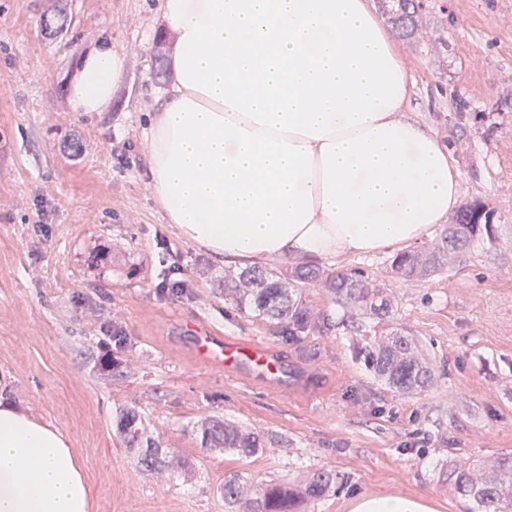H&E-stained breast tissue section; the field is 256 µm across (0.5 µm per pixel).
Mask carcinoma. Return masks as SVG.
<instances>
[{
    "mask_svg": "<svg viewBox=\"0 0 512 512\" xmlns=\"http://www.w3.org/2000/svg\"><path fill=\"white\" fill-rule=\"evenodd\" d=\"M394 22L402 31H412L418 23L420 0H392ZM493 235L491 212L478 203L465 205L440 234L431 249L404 251L391 261L395 275L405 281H421L453 262L474 240ZM322 288L332 299L363 313L387 317L392 301L385 288L371 280L364 271L327 274L318 267L297 265L280 269L249 268L224 281V289L235 297L240 309L267 320L288 324V330H316L319 324L302 301L299 290ZM367 367L390 387L403 395H414L426 388L431 372L413 341L392 331L364 348ZM118 430L126 447L135 451L145 469L160 470L172 476L181 469L180 459L161 453L159 443L144 436L141 418L133 409L124 411ZM202 443L229 448L244 456L264 447L262 437L252 431L210 420L201 428ZM336 485V474L319 471L297 484L267 482L247 485L236 480L224 482V506L227 512H299L301 502L319 498ZM457 494L474 501L478 512H512V455L475 469L457 471Z\"/></svg>",
    "mask_w": 512,
    "mask_h": 512,
    "instance_id": "1",
    "label": "carcinoma"
}]
</instances>
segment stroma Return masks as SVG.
Wrapping results in <instances>:
<instances>
[{
  "label": "stroma",
  "instance_id": "stroma-1",
  "mask_svg": "<svg viewBox=\"0 0 512 512\" xmlns=\"http://www.w3.org/2000/svg\"><path fill=\"white\" fill-rule=\"evenodd\" d=\"M107 38L126 55L112 105L71 111L78 59ZM174 41L159 0H0V391L67 435L90 512H225V480L319 470L336 485L305 512L393 495L476 512L454 466L512 454V0H427L419 30L398 40L411 109L447 144L462 203L492 211L493 238L413 283L395 279L392 248L321 262L366 272L393 311L354 322L313 288L306 303L325 326L297 336L225 298L235 265L182 237L149 188L145 130ZM176 280L188 290L162 291ZM195 320L275 347L287 378L272 387L197 364ZM394 327L427 359L420 394H397L364 362ZM129 408L185 471L138 464L117 429ZM208 419L269 443L248 457L203 447Z\"/></svg>",
  "mask_w": 512,
  "mask_h": 512
}]
</instances>
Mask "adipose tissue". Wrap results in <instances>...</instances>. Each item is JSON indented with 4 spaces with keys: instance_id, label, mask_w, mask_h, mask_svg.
I'll list each match as a JSON object with an SVG mask.
<instances>
[{
    "instance_id": "obj_1",
    "label": "adipose tissue",
    "mask_w": 512,
    "mask_h": 512,
    "mask_svg": "<svg viewBox=\"0 0 512 512\" xmlns=\"http://www.w3.org/2000/svg\"><path fill=\"white\" fill-rule=\"evenodd\" d=\"M173 79L147 134L150 186L181 235L232 264L409 245L460 204L459 171L408 109L413 82L369 0H162ZM111 40L69 84L102 112ZM69 439L0 399V512H89Z\"/></svg>"
}]
</instances>
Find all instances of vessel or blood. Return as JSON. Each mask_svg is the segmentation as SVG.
<instances>
[{
  "label": "vessel or blood",
  "instance_id": "b4317fda",
  "mask_svg": "<svg viewBox=\"0 0 512 512\" xmlns=\"http://www.w3.org/2000/svg\"><path fill=\"white\" fill-rule=\"evenodd\" d=\"M193 357L203 366L228 375L251 374L279 385L284 360L275 349L243 338L224 337L204 324L194 326Z\"/></svg>",
  "mask_w": 512,
  "mask_h": 512
}]
</instances>
